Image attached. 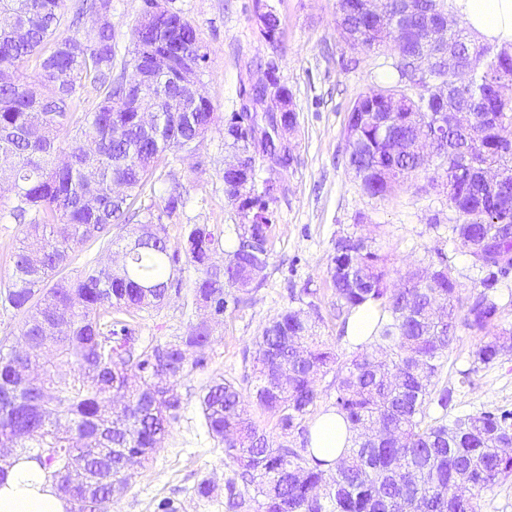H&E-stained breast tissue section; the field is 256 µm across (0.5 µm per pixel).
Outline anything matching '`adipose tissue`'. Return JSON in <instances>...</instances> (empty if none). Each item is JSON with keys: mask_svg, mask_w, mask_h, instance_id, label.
<instances>
[{"mask_svg": "<svg viewBox=\"0 0 512 512\" xmlns=\"http://www.w3.org/2000/svg\"><path fill=\"white\" fill-rule=\"evenodd\" d=\"M454 9L482 40L512 44V0H454ZM352 435L335 411L319 414L310 428L309 449L325 461L339 457ZM71 504L46 481L42 470L24 460L0 478V512H70Z\"/></svg>", "mask_w": 512, "mask_h": 512, "instance_id": "ef3b65f1", "label": "adipose tissue"}]
</instances>
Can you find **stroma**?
<instances>
[{
  "label": "stroma",
  "instance_id": "35a3bbf8",
  "mask_svg": "<svg viewBox=\"0 0 512 512\" xmlns=\"http://www.w3.org/2000/svg\"><path fill=\"white\" fill-rule=\"evenodd\" d=\"M197 26L209 59L201 77L202 90L213 103L218 122L199 151L178 155L159 168L146 187L143 204L162 208L172 186L186 191L190 202L169 218L171 241H178L184 224H212L225 229L223 262L232 249L229 227L242 218L224 198V165L230 159L224 146L223 122L238 111L248 73L271 67L292 94L297 122L290 134L296 160L285 171L271 170L259 159L261 177H274L285 187L271 203L273 243L263 284L250 303L226 313L212 326L208 364L178 379L181 399L178 417L162 447L144 466L131 469L115 487L109 512H155L158 500L169 498L180 512H225L224 485L233 475L224 447L209 438L202 426L198 395L212 380H240L244 396L253 382L246 376L255 355V340L268 322L290 304L291 289L314 290L313 301L326 321L321 337L348 356L351 341L337 342L332 317L336 298L328 267L333 245L344 234H368L388 252L398 269H406L446 251L465 292L481 277L469 256L452 252L448 238V200L442 192L420 194L401 189L385 199L364 194L346 161L344 129L355 100L368 88L392 75L397 59L393 49L353 52L336 31V0H168ZM142 0H112V28L119 59L131 57V29ZM273 9L280 18L277 41L261 31L258 14ZM203 310L183 309L178 297L141 312L142 340L164 341L188 335L205 320ZM480 339L460 334L443 360L440 386L453 392V412L512 410V358L473 367L470 354ZM215 487L211 498L197 496L202 481Z\"/></svg>",
  "mask_w": 512,
  "mask_h": 512
}]
</instances>
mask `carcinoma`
<instances>
[{
  "mask_svg": "<svg viewBox=\"0 0 512 512\" xmlns=\"http://www.w3.org/2000/svg\"><path fill=\"white\" fill-rule=\"evenodd\" d=\"M108 0H79L76 17L95 16ZM65 0H0V174L10 179V204L0 222L22 226L9 284L0 300L23 316L27 348L0 352V448L36 463L74 504L72 512H108L112 484L161 448L177 419L175 389L154 388V376L172 372L175 383L207 364L211 326L201 321L187 336L140 341L135 314L173 294L187 309L204 308L217 321L245 304L269 265L275 199L269 179L256 188V160L276 150L277 129L295 112L240 113L224 124V144L248 157L246 169L224 175V198L246 222L233 227L235 246L224 265V232L210 224H185L177 245L163 216L185 208L172 192L160 213L139 206L148 180L167 155L195 153L215 125L208 99L182 96L178 72L155 73L140 110L123 102L126 67L143 66L160 45H196L208 59L196 27L180 13L140 17L132 29V58L117 63L112 18L81 36H62ZM445 0H384L380 18L361 0H340L336 28L353 51L392 47L397 78L374 86L355 101L344 130L348 165L363 191L386 198L404 186L419 194L441 188L453 216L454 249L485 271L481 290L462 291L456 269L442 251L426 265L402 273L388 266L375 239L336 238L328 274L336 297L337 340L346 337L356 309L377 317L369 352L359 345L342 360L321 340L323 316L309 302V316L283 309L256 342L252 374L255 404L277 417V444L248 414L242 388L222 378L200 397L204 427L224 444L242 479L225 484L228 512H479L481 491L512 477V411H482L446 419L452 391L437 389L443 358L462 330L483 341L473 363L512 356V327L500 322L499 279L488 270L502 253L512 255V97L498 93L512 82V51L471 42L464 27L439 26ZM273 41L279 16L259 15ZM448 39L462 58L465 78L448 71L436 43ZM31 66L33 76L23 71ZM270 83L250 86L263 96L292 99L273 70L257 68ZM94 86L99 102L78 112L80 90ZM463 116L440 128L444 113ZM433 167L423 185L417 174ZM495 170L498 184L478 176ZM126 230L121 264L93 266L78 277L60 276L74 248L108 238L111 226ZM198 272L183 292L180 263ZM399 276L400 287L392 284ZM57 281L49 289L44 285ZM54 348V360L39 352ZM198 355L189 360L188 352ZM69 367L58 379L55 368ZM333 374L332 407L355 431L352 447L333 463L308 452L306 419L318 402L313 379ZM129 396L122 409L116 396ZM441 416L428 420L431 404Z\"/></svg>",
  "mask_w": 512,
  "mask_h": 512,
  "instance_id": "carcinoma-1",
  "label": "carcinoma"
}]
</instances>
